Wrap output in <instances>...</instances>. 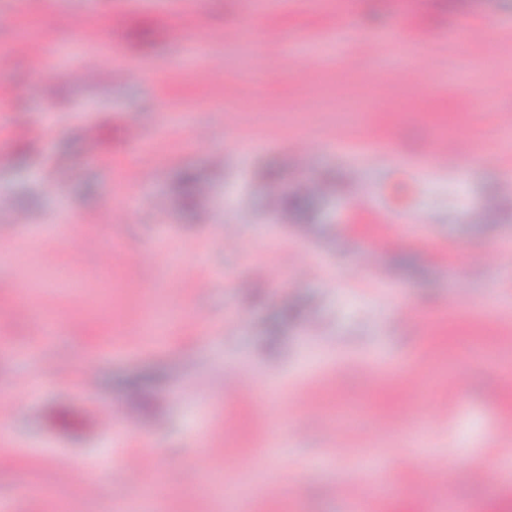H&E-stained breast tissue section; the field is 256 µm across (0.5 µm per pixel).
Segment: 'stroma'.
I'll return each mask as SVG.
<instances>
[{
  "instance_id": "1",
  "label": "stroma",
  "mask_w": 512,
  "mask_h": 512,
  "mask_svg": "<svg viewBox=\"0 0 512 512\" xmlns=\"http://www.w3.org/2000/svg\"><path fill=\"white\" fill-rule=\"evenodd\" d=\"M77 2L0 0V512H349L363 458L365 512H512V0H109L92 41ZM97 405L155 468L106 476ZM96 417L99 428L113 437L128 438L134 427V417L123 407L101 408ZM360 481L371 483L381 493L385 492L389 484L386 471H383L376 465L370 466L362 471L352 472L351 476L345 477L339 486V491L343 498L350 504L351 511H361L360 500L352 492V486L360 483Z\"/></svg>"
}]
</instances>
